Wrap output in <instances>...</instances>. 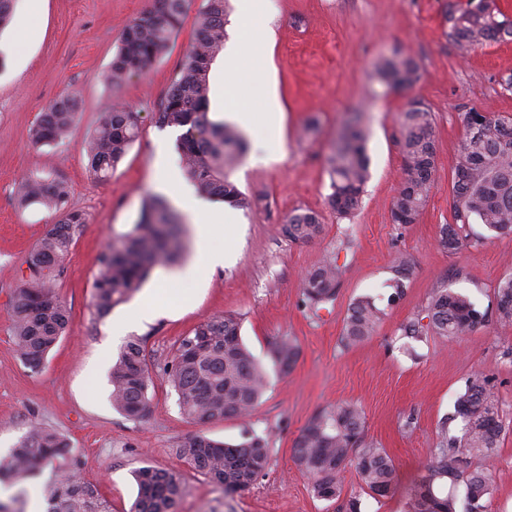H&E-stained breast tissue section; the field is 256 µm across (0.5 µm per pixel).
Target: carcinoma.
<instances>
[{
	"label": "carcinoma",
	"mask_w": 512,
	"mask_h": 512,
	"mask_svg": "<svg viewBox=\"0 0 512 512\" xmlns=\"http://www.w3.org/2000/svg\"><path fill=\"white\" fill-rule=\"evenodd\" d=\"M226 0H206L195 43L173 79L156 113L161 127L184 129L178 144L185 172L208 196L249 209L253 201L229 180L227 171L246 151L242 134L232 125L211 119L209 109L210 67L224 48ZM185 0H156V7L136 19L126 31L112 58L107 79L119 83L132 71L146 72L168 48L184 13ZM448 38L462 52L512 37V21L503 16L496 0H467L463 7L451 5L444 16ZM383 85L412 86L419 77L416 60L396 54L375 65ZM79 107L78 99L66 94L41 113L32 137L41 145L65 140ZM463 116L465 136L461 142L452 178L451 222L439 230L440 246L450 252L467 243V227L477 220L496 233H512V118L479 113ZM401 150L404 176L394 197L392 219L412 224L422 213L436 168V141L432 114L425 107H408L401 113ZM139 112L116 102L100 115L86 140L88 171L105 181L125 157L139 135ZM332 193L328 202L340 216L354 213L361 203L368 178V156L359 119L347 120L326 158ZM69 188L57 178L29 176L21 180L17 200L22 207L40 204L59 212L25 263L28 278L11 296L13 340L22 362L32 369L43 365L50 351L65 334L70 321L54 281L85 218L68 207ZM323 224L312 211L288 215L283 233L294 243H308L321 235ZM186 248L182 224L167 202L156 196L145 199L132 228L108 245L100 258L94 282L93 316L106 317L128 300L158 265L176 263ZM412 261L404 256L393 263L396 287H406ZM342 271L331 261L305 274L303 302L313 314L334 303ZM497 320L512 325V274L501 279L495 290ZM427 324L414 318L404 324L406 336L428 330L450 339L473 333L484 315L465 297L446 288L435 291L426 309ZM381 310L370 300L359 299L344 318L342 342L362 343L373 336ZM299 355L298 345L281 336L269 344V357L282 375L288 374ZM177 396L181 413L204 425L212 420L241 418L261 402L268 385V372L247 349L241 338V322L233 315L211 317L182 337L171 360L161 366ZM112 406L132 419L149 411L151 376L145 341L130 338L112 363L109 375ZM461 419V436L445 437L431 449L428 475L410 498V512H456V499L436 489L438 481L461 484L465 512H486L492 494L484 471L473 460H486L498 448L506 423L499 413L492 378L478 372L469 378L455 401ZM176 454L195 471L205 475L224 493L248 490L269 465L267 438L250 434L238 443L216 442L202 433L182 438ZM70 452L66 438L56 429L32 422L0 465V476L24 479L40 465ZM292 460L311 478V491L321 500L342 495L343 474L352 467L362 488L373 497H384L396 481L392 458L385 449L365 442V421L353 404H339L312 416L292 446ZM137 498L133 512H176L185 490L181 477L143 467L135 474ZM46 512H112L111 505L95 486L72 470L56 479L48 491Z\"/></svg>",
	"instance_id": "obj_1"
}]
</instances>
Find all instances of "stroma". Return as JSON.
I'll return each mask as SVG.
<instances>
[{
	"mask_svg": "<svg viewBox=\"0 0 512 512\" xmlns=\"http://www.w3.org/2000/svg\"><path fill=\"white\" fill-rule=\"evenodd\" d=\"M449 0H252L254 17L275 36L273 70L255 71L237 90L253 99L257 85L272 78L281 113L259 119L262 132L281 141L279 154L245 155L229 178L254 201L230 222L234 246L222 267L199 266L193 283L177 287L188 304L172 313L113 333L132 308L115 307L93 320L94 279L106 245L135 223L144 199L154 194L160 166L179 169L176 141L167 140L153 115L164 100L197 31L205 0H186L182 24L151 70L117 85L104 76L125 30L150 11L154 0H45L43 37L27 51L23 67L0 66V448H13L30 422L63 433L79 460L84 481L110 501L112 512H131L136 469L151 466L180 474L185 484L178 512H337L320 500L310 479L292 460V445L306 422L340 403L361 409L365 439L385 448L396 469L393 490L373 498L354 469L344 473L343 498L360 512H409L410 494L426 476L431 448L442 435H457L455 400L477 372L492 374L500 408L512 420V326L495 317V288L512 273V233L470 226V241L457 253L437 244L448 223L452 171L465 130L462 116L478 110L512 117V40L462 53L448 38L444 13ZM398 53L419 65L412 87L384 92L374 79L376 63ZM80 101L72 134L59 145L31 138L40 112L59 96ZM141 113L138 138L110 179L88 171L83 145L100 113L112 101ZM433 118L437 162L433 186L419 219L393 223L392 201L403 178L400 113L409 101ZM358 113L370 159L360 208L339 217L327 203L331 192L326 157L342 122ZM317 129L304 133L309 119ZM45 172L65 179L68 206L86 217L83 231L64 261L57 291L71 321L65 335L36 371L21 361L12 338L11 295L29 275L26 253L53 224L54 211L15 203L21 175ZM317 212L321 235L306 244L286 239L281 227L295 211ZM407 255L414 273L405 288L393 282V260ZM336 260L342 270L336 302L312 313L302 304V278ZM438 288L467 298L486 316L475 332L454 339L425 333L404 336L410 319L424 316ZM370 299L384 312L369 340H341L351 303ZM234 314L244 343L261 363L268 344L288 336L299 357L288 375H273L247 419L187 421L159 371L182 336L205 319ZM146 342L152 375L150 412L131 420L113 409L108 371L130 338ZM267 436L270 461L248 491L227 495L175 453L185 436L201 432L216 441H241L245 432ZM492 485L487 512H512V430L494 457L484 462ZM57 464L35 477L9 480L0 498L11 512H29L31 491H48Z\"/></svg>",
	"mask_w": 512,
	"mask_h": 512,
	"instance_id": "obj_1",
	"label": "stroma"
}]
</instances>
